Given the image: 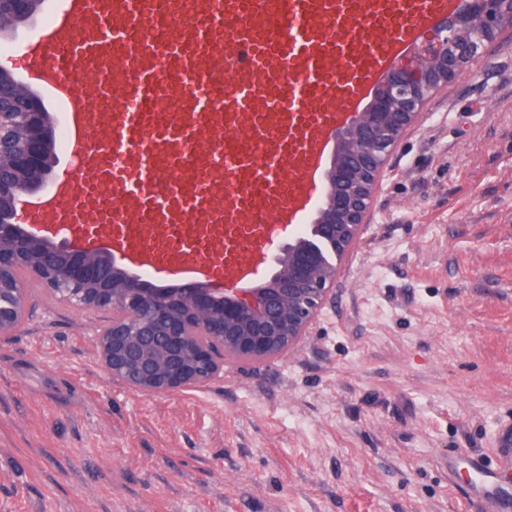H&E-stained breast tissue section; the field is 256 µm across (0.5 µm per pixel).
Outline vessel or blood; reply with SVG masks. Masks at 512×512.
<instances>
[{"label": "vessel or blood", "mask_w": 512, "mask_h": 512, "mask_svg": "<svg viewBox=\"0 0 512 512\" xmlns=\"http://www.w3.org/2000/svg\"><path fill=\"white\" fill-rule=\"evenodd\" d=\"M460 0H59L51 56L17 67L69 103L71 160L28 230L162 280L245 289L325 192L334 136ZM96 103L81 106V73ZM456 451L468 495L512 512V448Z\"/></svg>", "instance_id": "1"}]
</instances>
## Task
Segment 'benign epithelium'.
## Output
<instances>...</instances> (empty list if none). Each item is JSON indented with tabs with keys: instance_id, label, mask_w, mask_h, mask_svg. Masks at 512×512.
Segmentation results:
<instances>
[{
	"instance_id": "obj_1",
	"label": "benign epithelium",
	"mask_w": 512,
	"mask_h": 512,
	"mask_svg": "<svg viewBox=\"0 0 512 512\" xmlns=\"http://www.w3.org/2000/svg\"><path fill=\"white\" fill-rule=\"evenodd\" d=\"M33 0H0V29L30 14ZM512 26V0H461L372 91L336 135L324 205L309 234L282 247L277 270L242 300L199 284L151 288L107 255H86L14 222L23 195L40 192L56 143L40 100L0 68V333L22 316L29 279L82 308L112 313L99 353L112 379L147 396L210 382L226 357L265 362L308 336L331 297L337 261L357 240L376 183L403 134L443 85L470 71Z\"/></svg>"
}]
</instances>
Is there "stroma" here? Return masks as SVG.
<instances>
[{
	"label": "stroma",
	"mask_w": 512,
	"mask_h": 512,
	"mask_svg": "<svg viewBox=\"0 0 512 512\" xmlns=\"http://www.w3.org/2000/svg\"><path fill=\"white\" fill-rule=\"evenodd\" d=\"M43 9L0 55L42 48ZM336 296L281 358L146 396L98 353L109 313L42 286L0 335V512H479L512 426V29L396 146ZM491 451L494 463L462 450L448 455V476L454 478L465 466L470 472L468 495L484 504L487 507L485 512H509L512 509V492L501 481L500 474L512 470V448H492Z\"/></svg>",
	"instance_id": "1"
}]
</instances>
